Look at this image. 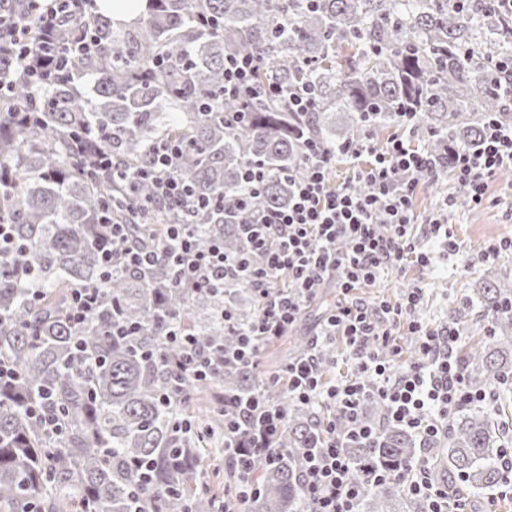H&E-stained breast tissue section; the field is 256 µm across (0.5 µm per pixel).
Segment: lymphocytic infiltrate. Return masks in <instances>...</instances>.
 I'll return each mask as SVG.
<instances>
[{
	"label": "lymphocytic infiltrate",
	"mask_w": 512,
	"mask_h": 512,
	"mask_svg": "<svg viewBox=\"0 0 512 512\" xmlns=\"http://www.w3.org/2000/svg\"><path fill=\"white\" fill-rule=\"evenodd\" d=\"M67 2L44 0L38 40L19 44L29 76L69 64V57L55 49ZM258 68L257 58L227 57L225 95L241 100L258 97L254 83ZM343 154L370 184V193L359 195L349 187L333 186L328 151L306 142L310 169L305 177L294 180L288 210L261 213L256 218L258 228L251 244L266 254L264 267L250 272L259 284V312L246 327L236 326L230 311L222 313L225 328L237 338L234 361L253 368L261 346L286 335L321 288L330 283L336 288V305L324 318L319 335L324 340L344 339L354 361L353 373L325 382L315 357L308 354L289 361L281 375L290 400L303 406L320 402L334 409L322 423L313 447L303 453L302 485L308 512H359L360 483L345 449L351 443H369L378 433L377 427L360 419L366 401L384 402L389 424L431 439L447 432L448 420L455 413L490 400L486 392L471 390L465 381L454 353L461 338L459 329L450 325L431 330L414 320L422 289H409L397 303L381 301L372 307L352 295L355 288L375 282L383 272L406 262L429 264L411 226L416 220L415 176L434 170V160L402 133L392 136L384 147L365 140L344 147ZM173 157V148L165 142L155 144L150 154L156 202L179 203L188 194L187 185L168 173ZM451 162L455 178L468 188L467 204L483 205L489 180L502 168L512 167V125L488 118L479 148L454 149ZM402 171L409 175L404 183L397 180ZM167 236L178 250L180 279L191 287L221 289L235 275L246 272L241 260L225 255L223 244L201 243L187 225H169ZM283 276L288 279L284 285L279 282ZM404 317L418 352L414 361L406 363L400 360V348L389 329ZM166 339L181 345L184 355L178 368L186 377L200 380L209 375L213 353L196 349L182 327L171 326ZM285 425L283 412L259 392L225 414L224 445L232 454L231 464L242 475L233 497L224 503V512H240V505L256 492L251 473L254 460L273 458L269 443ZM370 479L378 486L402 484L426 502L427 512H449L448 488L434 482L427 465L409 462L394 469L375 467Z\"/></svg>",
	"instance_id": "obj_1"
}]
</instances>
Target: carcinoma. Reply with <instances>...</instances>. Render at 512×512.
Wrapping results in <instances>:
<instances>
[{"mask_svg":"<svg viewBox=\"0 0 512 512\" xmlns=\"http://www.w3.org/2000/svg\"><path fill=\"white\" fill-rule=\"evenodd\" d=\"M64 45L92 37L89 55L37 83L11 52L9 24L37 36L32 0H0V224L13 227L44 284L40 297L22 272L0 257V355L22 370L24 383L0 385V512H134L131 463L150 460L157 482L142 512H214L206 493L189 484L191 471L171 455L190 445L173 425L191 400L194 383L175 381L181 348L168 343L172 323H183L199 348L229 347L223 308L246 326L258 313L257 284L242 277L222 292L179 283L171 254L151 267L114 263L103 274L102 224H128L115 254L149 252L166 224H188L202 242L250 268L263 254L248 249L240 226L256 212L288 208L292 178L305 174L303 141L332 151L356 144L367 127L395 125L399 113H418L412 135L436 160L433 177L450 168L449 147L475 148L485 120L512 121V75L494 67L512 58V15L495 0H127L114 11L98 0H69ZM135 7L131 23L114 14ZM259 57L255 76L266 93L249 102L224 96V59ZM310 91L313 109L293 112L284 87ZM246 113L230 126L224 115ZM346 113L344 131L330 120ZM176 146L171 172L190 186L173 210L152 203L150 177L126 179L91 164L102 151L125 172L146 168L148 145ZM259 165L267 179L248 194L242 175ZM484 298L492 312L512 300V284L486 274ZM73 288L97 289L100 307L75 327L64 313ZM253 294V306L239 302ZM133 333L117 340L112 327ZM95 357L77 354L75 338ZM473 390H492L512 377V317H498V336L460 358ZM224 402L252 394L253 371L227 364L212 375ZM267 397L287 418L275 442L277 458L255 460L258 488L247 512H304L301 452L315 440L313 407L289 401L271 385ZM62 416L49 438L35 408ZM379 401L361 408L375 424ZM484 410L420 441L388 426L369 446L351 445L360 506L401 512L399 484H372L370 467L397 468L419 455L433 477L448 473V491L463 483L490 487L503 477L506 447Z\"/></svg>","mask_w":512,"mask_h":512,"instance_id":"1","label":"carcinoma"}]
</instances>
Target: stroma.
Returning a JSON list of instances; mask_svg holds the SVG:
<instances>
[{"label": "stroma", "instance_id": "35a3bbf8", "mask_svg": "<svg viewBox=\"0 0 512 512\" xmlns=\"http://www.w3.org/2000/svg\"><path fill=\"white\" fill-rule=\"evenodd\" d=\"M485 204L478 208L466 205V195L453 173L436 181L418 184L413 199L418 222L415 232L431 253L430 267L411 263L404 268L381 275L375 284L354 290L355 298L364 302L384 300L396 302L406 289L420 287L424 298L415 313L425 326L439 329L458 326L462 340L460 350L487 345L492 336L488 330L493 314L478 297L485 283L487 268H495L499 277L512 281V249H500L493 260H485L488 247L512 237V169L500 172L488 184ZM453 200L448 223L464 250L459 254L447 251L429 239L427 220L443 199ZM335 301L333 289H325L303 316L292 334L283 336L261 353L256 379L277 372L294 355L295 337H314L318 323ZM200 466L194 470L195 486L207 489L217 498L231 495L235 481L224 462V441L220 438L198 447Z\"/></svg>", "mask_w": 512, "mask_h": 512}]
</instances>
